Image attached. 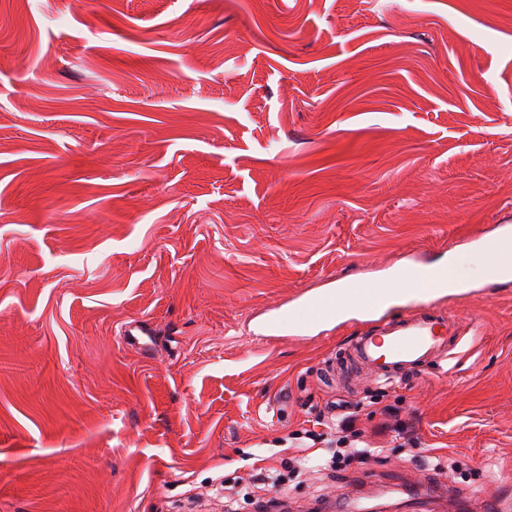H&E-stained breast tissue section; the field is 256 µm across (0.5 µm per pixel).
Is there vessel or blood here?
<instances>
[{
  "label": "vessel or blood",
  "instance_id": "vessel-or-blood-1",
  "mask_svg": "<svg viewBox=\"0 0 512 512\" xmlns=\"http://www.w3.org/2000/svg\"><path fill=\"white\" fill-rule=\"evenodd\" d=\"M313 323L334 321L341 309L335 292H322L309 303ZM459 342L452 316L414 310L379 330L352 336L323 370L344 381L366 370L382 378L412 375L435 360L450 356Z\"/></svg>",
  "mask_w": 512,
  "mask_h": 512
}]
</instances>
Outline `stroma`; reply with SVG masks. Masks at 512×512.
Returning <instances> with one entry per match:
<instances>
[{
	"label": "stroma",
	"mask_w": 512,
	"mask_h": 512,
	"mask_svg": "<svg viewBox=\"0 0 512 512\" xmlns=\"http://www.w3.org/2000/svg\"><path fill=\"white\" fill-rule=\"evenodd\" d=\"M503 225L512 0H0V512H252L346 415L380 456L308 449L288 512L512 484V283L439 296L453 358L355 392L319 369L364 313L304 308ZM344 288V287H342ZM361 288H344L345 293L350 294L348 302L351 307L341 311L340 306L336 303L337 290L333 289L327 293V289L319 293V295L312 299L309 303V313L311 321L315 324H322L336 320V317L360 306L363 301L357 300L353 294L360 291ZM305 457L303 455H299L297 457L289 458L286 461L282 460V468L283 471L277 468H271L265 470V474L262 475L260 480L263 481V485L271 488H277L282 485L286 480H288V469L292 472L299 473L300 468H302V463Z\"/></svg>",
	"instance_id": "35a3bbf8"
}]
</instances>
